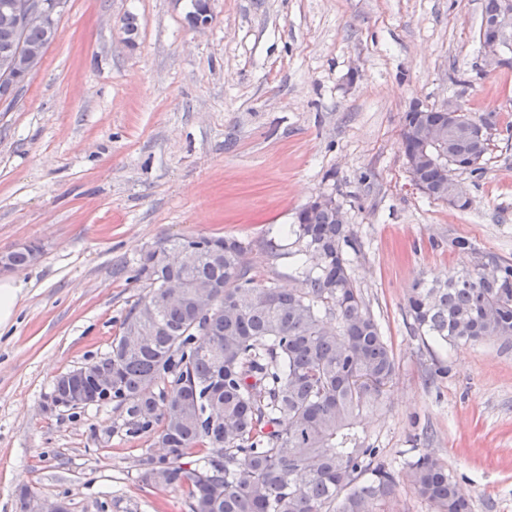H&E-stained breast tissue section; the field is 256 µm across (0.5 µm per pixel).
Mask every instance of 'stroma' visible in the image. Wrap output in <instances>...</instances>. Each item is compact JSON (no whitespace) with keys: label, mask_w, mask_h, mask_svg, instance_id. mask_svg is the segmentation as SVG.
Masks as SVG:
<instances>
[{"label":"stroma","mask_w":512,"mask_h":512,"mask_svg":"<svg viewBox=\"0 0 512 512\" xmlns=\"http://www.w3.org/2000/svg\"><path fill=\"white\" fill-rule=\"evenodd\" d=\"M482 3L212 0L196 31L192 0H67L0 105V251L43 248L0 328V512L24 490L69 512H187L139 478L156 434L126 437L109 403L53 406V385L110 351L160 237L238 236L253 274L285 287L270 232L320 194L362 244L355 284L397 362L361 419L369 441L399 473L435 453L472 512H512V341L430 343L406 310L416 280L472 266L454 238L512 260V52L485 67ZM450 98L496 119L484 173L458 177L464 211L420 193L400 145L404 112Z\"/></svg>","instance_id":"35a3bbf8"}]
</instances>
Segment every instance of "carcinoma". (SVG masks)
<instances>
[{
  "label": "carcinoma",
  "instance_id": "obj_1",
  "mask_svg": "<svg viewBox=\"0 0 512 512\" xmlns=\"http://www.w3.org/2000/svg\"><path fill=\"white\" fill-rule=\"evenodd\" d=\"M17 43L42 56L50 45L40 27L18 35L0 24V51ZM474 122L443 108L404 113L409 172L427 198L448 200L458 173L483 174L489 139L473 136ZM428 127L451 135L424 155L418 136ZM277 234L291 240L288 288L256 279L235 237L167 238L176 264L146 252L132 276L145 294L122 334L56 380L52 404L112 403L127 435L157 434L164 453L140 460L142 481L184 491L188 512H385L399 477L356 423L381 403L396 361L352 276L357 239L335 209L308 204ZM451 246L474 255L473 267L414 284L413 330L449 345L511 341L512 261L465 239ZM36 258L34 246L0 253L19 268ZM173 279L181 297L150 310ZM208 285L215 304L206 318L195 293ZM404 479L434 512H471L433 453L409 462Z\"/></svg>",
  "mask_w": 512,
  "mask_h": 512
}]
</instances>
